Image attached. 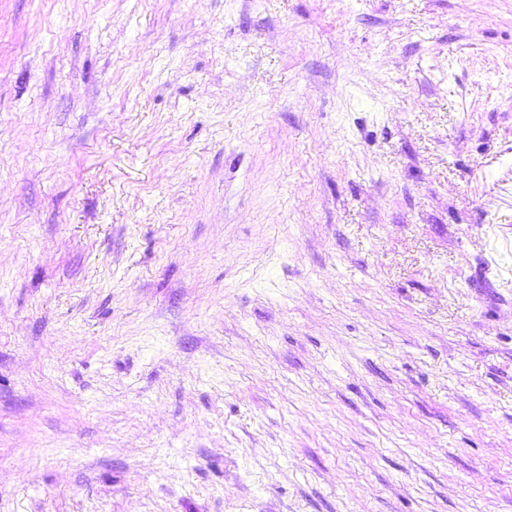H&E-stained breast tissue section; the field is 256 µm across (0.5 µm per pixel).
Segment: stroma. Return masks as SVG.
Returning <instances> with one entry per match:
<instances>
[{
	"label": "stroma",
	"instance_id": "1",
	"mask_svg": "<svg viewBox=\"0 0 512 512\" xmlns=\"http://www.w3.org/2000/svg\"><path fill=\"white\" fill-rule=\"evenodd\" d=\"M0 512H512V0H0Z\"/></svg>",
	"mask_w": 512,
	"mask_h": 512
}]
</instances>
